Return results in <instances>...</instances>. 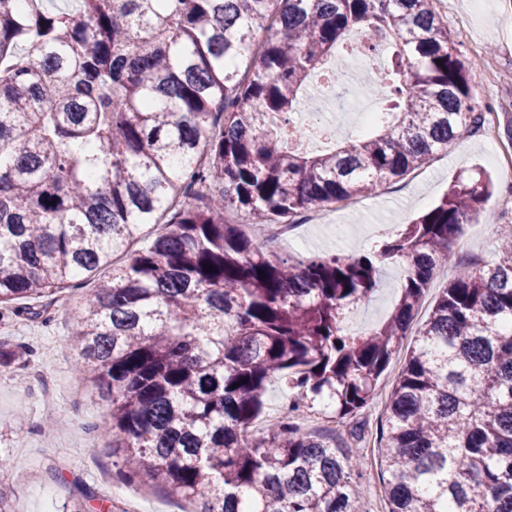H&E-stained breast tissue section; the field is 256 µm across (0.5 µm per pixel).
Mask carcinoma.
<instances>
[{"label": "carcinoma", "mask_w": 512, "mask_h": 512, "mask_svg": "<svg viewBox=\"0 0 512 512\" xmlns=\"http://www.w3.org/2000/svg\"><path fill=\"white\" fill-rule=\"evenodd\" d=\"M355 30L393 47L370 82L382 119L309 155L291 119ZM475 98L433 0H0V321L82 289L70 343L111 397L119 478L195 512H358L359 460L294 413L373 401L492 185L455 181L356 257L271 256L226 212L273 224L368 194L477 128ZM401 261L388 318L348 332ZM274 377L294 399L256 429ZM385 412L389 512H512V231L455 266ZM453 273L452 268L442 267L438 273L434 275L430 288L426 292L418 314L414 320V324L421 323L428 317L430 308L434 304L436 297L442 292L443 288L447 286L448 280L453 277Z\"/></svg>", "instance_id": "obj_1"}]
</instances>
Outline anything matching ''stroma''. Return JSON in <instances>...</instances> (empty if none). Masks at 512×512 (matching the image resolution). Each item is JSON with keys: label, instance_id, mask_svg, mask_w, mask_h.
Masks as SVG:
<instances>
[{"label": "stroma", "instance_id": "35a3bbf8", "mask_svg": "<svg viewBox=\"0 0 512 512\" xmlns=\"http://www.w3.org/2000/svg\"><path fill=\"white\" fill-rule=\"evenodd\" d=\"M435 8L478 85L477 109L488 119L486 130L458 138L404 179L327 210L326 223L300 225L296 245L273 240L271 253L359 254L427 211L454 180L478 174L493 180L495 192L479 223L464 225L455 259L468 263L496 251L504 224L512 223V182L485 149L493 141L512 154V142L500 133L501 123L512 119V0H436ZM402 276L400 265H386L381 288L356 315L362 329L386 318ZM71 299L65 292L40 316L0 321V346L10 351L0 358V484L10 489L14 512H63L79 485L95 492L81 512H108L114 499L134 500L142 512H182L185 502L178 497L113 481L123 451L98 434L110 403L75 368ZM402 364V358L393 360L372 404L344 425H334L316 408L300 422L312 433L334 431L338 446L359 457L367 492L358 512H388L379 449L386 430L384 401Z\"/></svg>", "mask_w": 512, "mask_h": 512}]
</instances>
